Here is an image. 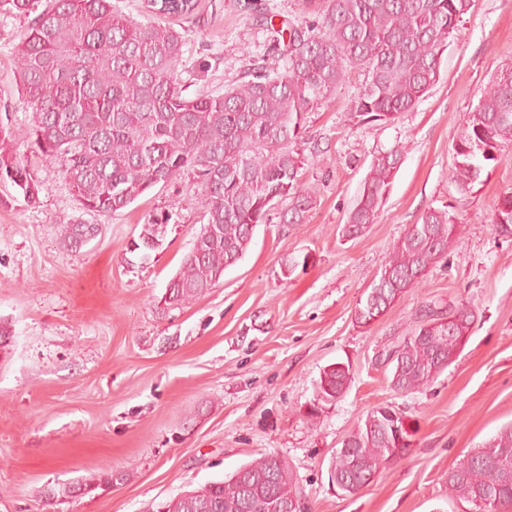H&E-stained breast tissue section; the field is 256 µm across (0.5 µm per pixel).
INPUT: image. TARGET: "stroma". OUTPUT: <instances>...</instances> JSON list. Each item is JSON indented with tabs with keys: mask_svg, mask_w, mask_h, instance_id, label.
Returning <instances> with one entry per match:
<instances>
[{
	"mask_svg": "<svg viewBox=\"0 0 512 512\" xmlns=\"http://www.w3.org/2000/svg\"><path fill=\"white\" fill-rule=\"evenodd\" d=\"M275 27L315 23L305 0H196L170 18L184 46L186 96L223 93L252 62L282 63ZM28 19L0 15V122L22 128L16 46ZM512 63V0H473L440 79L391 124H359L350 106L366 74L356 69L330 102L309 112L299 150L317 206L304 224H266L221 284L194 301L162 300L201 227V189L186 175L122 213L83 209L57 164L17 143L42 189L36 204H0V512H148L177 494L226 478L265 453L288 461L306 512H473L449 497L448 470L512 424V237L492 215L512 187V143L472 193L453 182V142L463 112ZM399 150L402 164L373 224L341 229L373 158ZM430 208L448 210L460 245L378 320L355 311L393 244ZM170 218L160 249H131L149 215ZM102 230L80 251L57 227ZM476 312L463 349L430 385L409 395L389 386V350L422 305ZM348 364L345 395L316 422L305 416L329 364ZM399 408L415 430L409 451L356 495L337 494L329 463L342 439L377 406ZM111 476V486L98 481ZM89 494L49 498L63 486Z\"/></svg>",
	"mask_w": 512,
	"mask_h": 512,
	"instance_id": "1",
	"label": "stroma"
}]
</instances>
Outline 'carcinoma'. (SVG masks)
<instances>
[{
    "label": "carcinoma",
    "mask_w": 512,
    "mask_h": 512,
    "mask_svg": "<svg viewBox=\"0 0 512 512\" xmlns=\"http://www.w3.org/2000/svg\"><path fill=\"white\" fill-rule=\"evenodd\" d=\"M320 26H291L284 66L255 64L221 95H183L178 83L182 36L154 20L134 22L112 10V0H0V14L32 16L16 47L20 90L32 119L18 130L0 125V203L33 205L41 185L14 153L21 139L57 163L84 208L115 214L158 185L192 174L202 189L204 215L193 247L166 286L165 303L181 305L217 287L224 272L248 251L255 230L278 220L305 224L316 208L315 190L303 183L299 152L308 112L336 95L348 70L367 72L350 114L359 123H393L438 81L440 59L471 0H321ZM195 0H147L149 12L186 16ZM512 142V66L502 68L478 103L463 113L454 140L453 181L466 194ZM401 166V153L378 155L350 211L342 235L356 237L374 219ZM169 218L152 215L134 249L147 259L159 249ZM496 230L512 235V188L499 198ZM99 232L95 224H62L61 245L77 252ZM460 244L454 217L429 208L394 245L375 274L357 320L373 314L425 281ZM450 331L442 308L426 304L410 333L393 347L391 389L406 394L431 383L456 357L469 333L473 309ZM350 366L324 368L315 418L340 398ZM386 405L368 411L336 450L330 469L345 496L409 448L414 432L393 427ZM448 478V496L474 512L512 509V426L471 450ZM241 476L209 482L158 503L152 512H283L303 490L288 463L272 453L240 467ZM492 498L484 507L480 501Z\"/></svg>",
    "instance_id": "cac0c4a2"
}]
</instances>
